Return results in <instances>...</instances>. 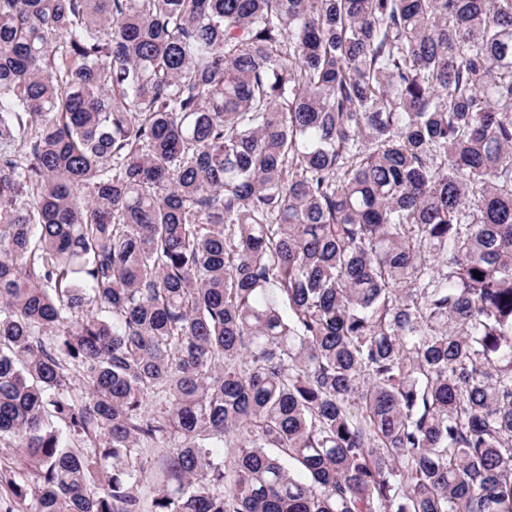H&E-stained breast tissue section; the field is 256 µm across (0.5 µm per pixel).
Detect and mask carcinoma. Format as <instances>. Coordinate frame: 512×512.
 Returning <instances> with one entry per match:
<instances>
[{
  "label": "carcinoma",
  "instance_id": "carcinoma-1",
  "mask_svg": "<svg viewBox=\"0 0 512 512\" xmlns=\"http://www.w3.org/2000/svg\"><path fill=\"white\" fill-rule=\"evenodd\" d=\"M2 446L0 512H512V0H0Z\"/></svg>",
  "mask_w": 512,
  "mask_h": 512
}]
</instances>
